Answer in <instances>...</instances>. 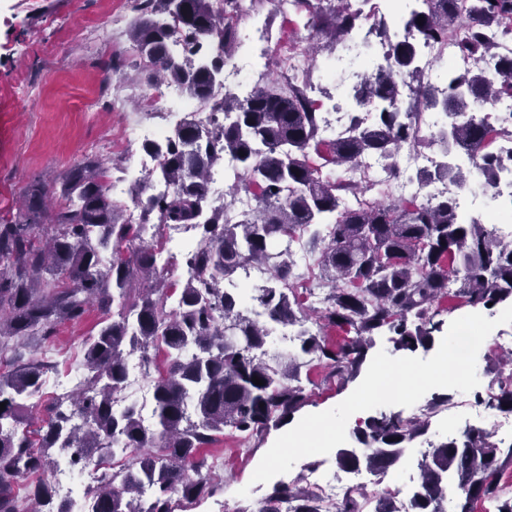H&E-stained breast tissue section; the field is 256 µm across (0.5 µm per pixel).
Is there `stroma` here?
<instances>
[{
	"instance_id": "35a3bbf8",
	"label": "stroma",
	"mask_w": 512,
	"mask_h": 512,
	"mask_svg": "<svg viewBox=\"0 0 512 512\" xmlns=\"http://www.w3.org/2000/svg\"><path fill=\"white\" fill-rule=\"evenodd\" d=\"M249 13L264 21L267 31L266 38H252L238 51L254 85L266 72L269 59L307 32L299 17L283 16L272 0H255ZM132 15L131 0H0V221L17 217V201L29 181L61 180L85 154L118 158L134 167L137 154L127 141L131 123L141 125L145 139L165 125V118L145 108L144 84L120 72L111 81L103 79L100 46L111 44L113 57L128 58L124 30ZM337 55L333 49L317 57L311 97L323 112L332 110L348 85L331 70ZM100 87L105 93L95 111H83V98ZM100 318L95 309L79 323L61 325L52 350L32 342L31 353L49 355L57 370L27 401L25 428L30 435H37L42 427L53 390L58 382L67 381L70 363L82 362V340ZM357 385L354 379L338 384L329 378L327 368H313L305 383L310 399L303 414L333 408ZM454 397L460 408L450 420L432 422L427 434L413 443V450H423L449 431L468 425L493 430L498 411L476 405L469 392L458 391ZM280 433L273 427L246 443L228 434L204 449L212 466L210 477L219 488L196 503L179 504L175 512H249L272 490L271 484L254 485L250 479ZM244 487L249 488V496H240Z\"/></svg>"
}]
</instances>
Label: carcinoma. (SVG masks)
Segmentation results:
<instances>
[{"instance_id":"cac0c4a2","label":"carcinoma","mask_w":512,"mask_h":512,"mask_svg":"<svg viewBox=\"0 0 512 512\" xmlns=\"http://www.w3.org/2000/svg\"><path fill=\"white\" fill-rule=\"evenodd\" d=\"M294 2L305 14L304 27L318 37L313 67L321 41L335 47L350 40L370 18L363 9L369 0ZM242 7V0H134L126 34L146 82L175 84L200 107L224 114L209 130L187 115L167 139L143 141L142 150L159 158L157 178L171 191L153 192L150 174L134 184L131 202L141 223H128L112 202L109 178L125 172L123 165L93 153L67 171L58 189L28 182L21 218L0 223V364L9 367L0 370V512H72L44 475L59 467L60 455L71 465L86 462L84 451L123 460L90 490L92 512H172L176 496L192 501L214 493L202 473V450L225 431L257 437L308 403L301 368L315 362L343 384L359 375L384 332L394 335L397 351L430 346L439 329L433 319L450 298L484 308L512 301V240L477 217L462 219L453 195L403 201L386 190L407 146L477 158L468 168L443 161L418 173L421 182L494 187L504 166L493 142L512 136V127L481 114L512 98V55L501 53L512 41V0H418L407 12L375 17L373 28L389 47L386 66L364 72L346 93L354 111L338 131L330 130L306 88L284 73L245 96L216 83L242 42L232 23ZM169 20L185 37L181 55L172 51ZM453 35L470 67L449 68L441 85L423 81L421 52ZM490 56L498 57L494 71L486 67ZM424 111L444 117L427 134ZM312 151L342 172L323 173ZM369 158L384 176L348 177ZM226 159L242 177L228 195L242 186L253 191V206L236 217L226 204H207L211 173ZM376 187L383 199H364ZM169 224L199 234L183 254L194 276L176 297L164 283ZM305 235L308 249L319 253V284L328 288L319 308L304 305L292 282L293 245ZM252 268L269 273L252 295L264 321L241 309L244 295L234 282ZM94 308L102 318L83 340L79 387L68 407L52 402L35 442L21 429L26 400L56 365L26 355L28 340L49 346L60 325L78 323ZM309 320L317 332L304 328ZM278 326L298 327L296 352H270ZM336 329L348 333L340 343L329 338ZM136 353L143 361L162 357L152 379L157 422L151 426L138 402L117 399ZM255 376L264 384H254ZM476 397L512 412V379L498 381L487 398ZM429 426L425 415L371 416L356 431L369 452L341 448L337 464L382 478ZM507 468L512 444L503 449L485 430L468 426L421 453L410 499L357 488L333 512H475L479 502L512 512V492L501 483ZM33 474L31 504L23 508L14 486ZM254 512L328 510L312 489L281 483Z\"/></svg>"}]
</instances>
